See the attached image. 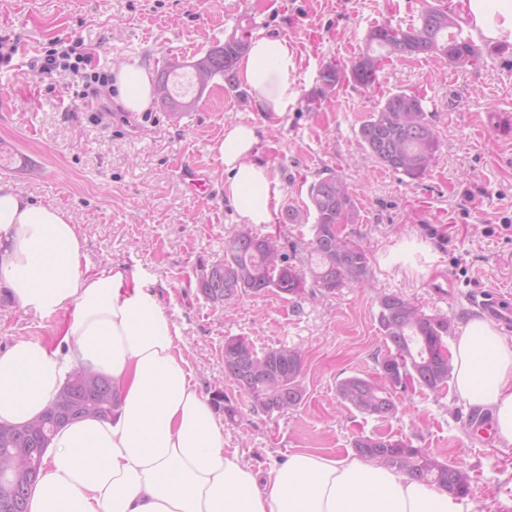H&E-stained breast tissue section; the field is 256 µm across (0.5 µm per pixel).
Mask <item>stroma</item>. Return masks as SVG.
Instances as JSON below:
<instances>
[{
	"instance_id": "1",
	"label": "stroma",
	"mask_w": 512,
	"mask_h": 512,
	"mask_svg": "<svg viewBox=\"0 0 512 512\" xmlns=\"http://www.w3.org/2000/svg\"><path fill=\"white\" fill-rule=\"evenodd\" d=\"M429 0H0V39L17 51L0 68V145L11 149L12 183L37 205L65 209L83 241V265L115 262L138 270L180 328V346L204 395L223 392L239 411L223 421L224 447L263 470L297 451L342 457L361 434L410 441L465 467L469 512H512V446L484 434L488 419L454 387L400 393L394 417L380 420L341 406L336 382L377 373L386 350L378 298L397 293L429 315L448 317L458 339L474 312L473 290L512 298V43L488 47L476 35L464 0L448 7L483 48L463 69L423 56L387 63L381 85L343 84L307 107L329 63L352 65L375 26L418 23ZM285 38L297 52L299 97L273 119L245 87L211 81L195 111L171 117L159 106L129 112L108 100L107 112L75 105L72 74H41L31 64L58 39L83 41L91 66L113 71L138 57L152 70L189 60L235 30ZM416 94L439 140L425 176L410 179L379 165L358 131L381 98ZM257 126L255 159L281 193L272 212L304 205L310 184L344 176L356 202L344 234L369 258V287L324 297L241 295L216 306L196 288L201 267L221 261L225 241L242 224L224 194L228 175L216 150L226 124ZM191 161L210 179L208 196L188 191L178 167ZM400 260L388 263L393 249ZM57 321L13 308L0 296V349L26 338H50ZM248 337L255 350L297 348L305 360L306 394L285 413L268 415L224 378V341Z\"/></svg>"
}]
</instances>
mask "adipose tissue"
<instances>
[{
	"instance_id": "obj_1",
	"label": "adipose tissue",
	"mask_w": 512,
	"mask_h": 512,
	"mask_svg": "<svg viewBox=\"0 0 512 512\" xmlns=\"http://www.w3.org/2000/svg\"><path fill=\"white\" fill-rule=\"evenodd\" d=\"M485 39L512 42V0H468ZM287 40L251 39L237 78L262 111L281 116L297 98ZM122 104L147 111L152 73L141 61L116 71ZM255 127L224 128L217 151L224 193L245 224L272 221L279 184L255 161ZM76 224L58 206H36L0 183V290L13 306L59 324L46 340L0 350V423L36 419L82 366L108 377L118 396L110 419L62 426L43 458L29 512H463L447 491L355 456L298 451L265 472L224 449L209 397L191 384L179 328L157 294L120 264L82 265ZM453 386L490 410L498 442L512 445V338L470 318L453 346Z\"/></svg>"
}]
</instances>
